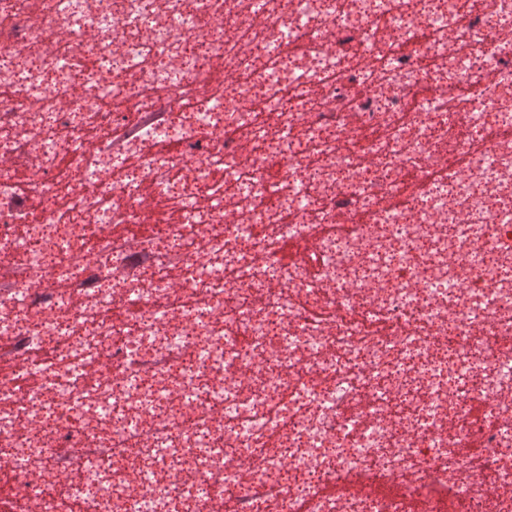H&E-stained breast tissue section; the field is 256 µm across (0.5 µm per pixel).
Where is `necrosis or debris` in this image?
Listing matches in <instances>:
<instances>
[{"label": "necrosis or debris", "instance_id": "1", "mask_svg": "<svg viewBox=\"0 0 512 512\" xmlns=\"http://www.w3.org/2000/svg\"><path fill=\"white\" fill-rule=\"evenodd\" d=\"M507 33L512 0H0L9 493L401 512L315 494L374 469L423 512L442 488L512 512ZM171 211L140 240L108 232ZM475 436L494 486L457 454Z\"/></svg>", "mask_w": 512, "mask_h": 512}]
</instances>
